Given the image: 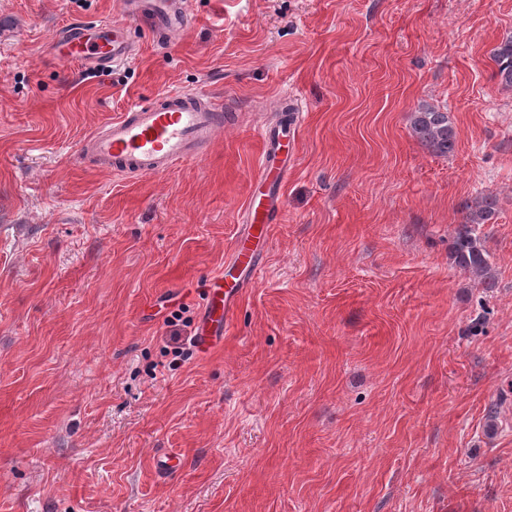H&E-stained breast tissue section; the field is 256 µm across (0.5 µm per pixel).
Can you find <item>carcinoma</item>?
I'll return each mask as SVG.
<instances>
[{
	"label": "carcinoma",
	"instance_id": "carcinoma-1",
	"mask_svg": "<svg viewBox=\"0 0 512 512\" xmlns=\"http://www.w3.org/2000/svg\"><path fill=\"white\" fill-rule=\"evenodd\" d=\"M496 76L505 87L512 86V35L504 37L493 51ZM411 132L426 149L447 156L456 147V131L449 113L432 106H421L411 115ZM497 196L485 192L465 204L462 224L458 225L449 246L451 262L464 272L479 278L486 288L495 286L491 276V255L480 232L491 224L497 213Z\"/></svg>",
	"mask_w": 512,
	"mask_h": 512
}]
</instances>
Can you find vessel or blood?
<instances>
[{"label":"vessel or blood","mask_w":512,"mask_h":512,"mask_svg":"<svg viewBox=\"0 0 512 512\" xmlns=\"http://www.w3.org/2000/svg\"><path fill=\"white\" fill-rule=\"evenodd\" d=\"M122 4L125 10L148 13L153 20V34L161 43L176 41L193 23L186 0H122ZM51 51L59 60L96 69L124 65L131 58L133 47L120 26L103 20L63 28L54 37ZM223 123L222 102L206 91L172 89L134 105L108 122L87 137L82 148L116 174L133 171L164 175L178 165L198 160L202 149L221 132ZM278 208L272 189L252 202L233 259L234 264L243 267V275L228 278L221 274L209 281L197 338L201 350H210L223 340L237 296L260 269L251 243L267 237L271 217Z\"/></svg>","instance_id":"1"}]
</instances>
